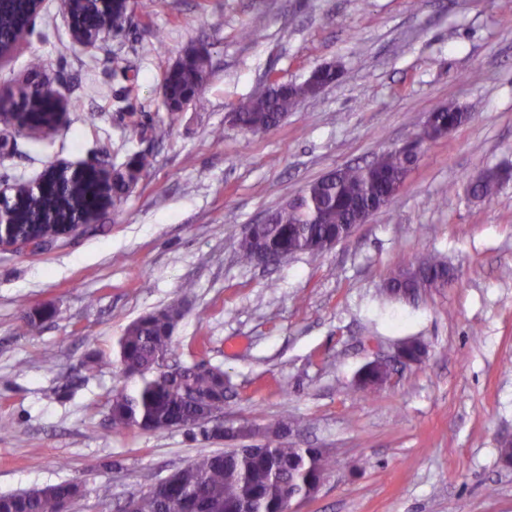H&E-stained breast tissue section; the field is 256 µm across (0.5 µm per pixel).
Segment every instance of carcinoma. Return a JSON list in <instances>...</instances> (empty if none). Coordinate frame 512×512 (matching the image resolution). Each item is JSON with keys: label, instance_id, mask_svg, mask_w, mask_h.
Wrapping results in <instances>:
<instances>
[{"label": "carcinoma", "instance_id": "obj_1", "mask_svg": "<svg viewBox=\"0 0 512 512\" xmlns=\"http://www.w3.org/2000/svg\"><path fill=\"white\" fill-rule=\"evenodd\" d=\"M77 23L97 30L105 26L103 14L92 4L78 5ZM31 9L28 0H9L0 12V51L12 49V38L24 27ZM212 71L207 49L191 50L179 67L165 77L164 88L173 104L169 112H179L204 89ZM308 81L275 82L271 88L240 101L234 108L237 125L252 133L269 132L288 113L306 99ZM46 94L39 83L32 82L0 100V108L17 107L29 112L42 109ZM468 120L453 106L438 109L436 124L462 125ZM377 167L347 166L336 170L334 179L309 183L289 204L271 211L267 224H255L237 242L239 262L260 265L266 260H283L298 253L317 256L323 245L334 239L342 241L352 233L361 215L379 204L391 186L390 177L406 168L408 157L399 151H387L377 159ZM150 165L146 155L129 163L127 172L117 174L112 183V206L121 204L126 190L137 175ZM507 180L491 171L473 189L479 198L495 197ZM88 188L84 182L72 185L68 194L53 198L22 199L15 205L24 238L44 236L40 224L31 223L34 211L41 208L62 219L81 208ZM422 278L416 293L448 284V267L437 255L418 261ZM184 308L171 304L132 322L118 341V357L123 369L141 378L133 392L112 394L110 422L116 431L138 428L144 431L184 428L210 440L211 414L226 401L224 371L195 364L183 365L173 373L154 374L160 361L171 354L173 333ZM296 420L283 416L268 425L264 436L265 452L252 453L229 449L201 453L186 466L170 475L168 486L129 497L131 512H284L295 493L318 486L328 471V457L319 448H290L280 441V433ZM89 490L76 482L47 485L29 491L0 494V512H68Z\"/></svg>", "mask_w": 512, "mask_h": 512}]
</instances>
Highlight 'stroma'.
I'll return each instance as SVG.
<instances>
[{
    "label": "stroma",
    "mask_w": 512,
    "mask_h": 512,
    "mask_svg": "<svg viewBox=\"0 0 512 512\" xmlns=\"http://www.w3.org/2000/svg\"><path fill=\"white\" fill-rule=\"evenodd\" d=\"M257 24L258 39L240 38ZM207 46L213 72L169 113L165 71ZM41 59L67 84L53 139L0 129V182L35 181L57 162L139 153L151 164L119 208L40 247L0 248V494L80 482L73 512H120L199 453L224 442L185 429L115 431L109 402L140 379L115 360L134 320L185 313L169 364L221 368L225 424L287 414L298 448L326 449L329 477L294 512H512V181L496 198L467 191L512 167V0H149L128 33L74 45L61 0H44L0 62V96ZM343 73L276 129L250 134L227 113L270 79ZM469 120L425 143L387 208L321 255L264 268L239 263L248 225L345 165L371 163L448 104ZM163 125L155 135L154 125ZM435 253L452 283L419 300L382 293L394 265ZM192 290H185V283ZM53 309L32 334L23 318ZM427 348L359 392L361 368L402 340ZM92 353L100 371L86 373ZM108 498L96 495L99 486Z\"/></svg>",
    "instance_id": "35a3bbf8"
}]
</instances>
